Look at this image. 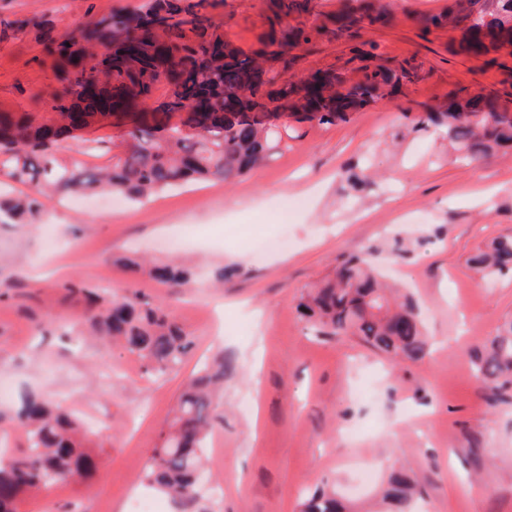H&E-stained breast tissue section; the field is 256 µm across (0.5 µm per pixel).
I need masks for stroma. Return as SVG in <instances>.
<instances>
[{
    "instance_id": "obj_1",
    "label": "stroma",
    "mask_w": 512,
    "mask_h": 512,
    "mask_svg": "<svg viewBox=\"0 0 512 512\" xmlns=\"http://www.w3.org/2000/svg\"><path fill=\"white\" fill-rule=\"evenodd\" d=\"M142 2L0 0V21L30 23L0 41V110L43 115L58 88L39 61L38 26L68 32ZM386 2L393 22L365 38L418 67L398 92L333 124L303 112L268 117L278 148L232 183L195 182L110 209L56 199L33 224L0 226V382L10 399L31 389L71 408L103 441L92 480L29 495L21 512H130L137 496L179 512L144 473L185 382L219 352L235 372L216 409L199 512H299L327 485L365 506L394 466L422 487L414 512H512V402L491 405L469 361L512 318V276L480 281L466 263L477 246L512 234V155L465 164L441 131L419 125L451 99L512 86V55L491 66L461 53L456 31L421 35L417 18L443 13L448 0ZM262 7L218 0L225 40L250 52ZM347 58L343 41L321 40L291 75ZM129 128L113 117L75 133L58 156L111 164ZM88 137L107 152L84 155ZM364 161L376 184L343 194L347 170ZM399 232L424 242L376 264L419 302L432 355L395 365L356 337L310 336L296 312L301 294L342 257ZM129 255L185 263L191 282L173 290L134 275ZM230 265L235 275L214 287L215 270ZM71 280L165 306L193 343L184 362L153 377L119 346L61 342L86 312L61 287ZM48 314L56 322L42 325Z\"/></svg>"
}]
</instances>
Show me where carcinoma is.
I'll return each instance as SVG.
<instances>
[{
	"label": "carcinoma",
	"instance_id": "obj_1",
	"mask_svg": "<svg viewBox=\"0 0 512 512\" xmlns=\"http://www.w3.org/2000/svg\"><path fill=\"white\" fill-rule=\"evenodd\" d=\"M192 0H146L134 12L117 10L89 26L58 35L41 28L44 60L59 83L49 117L31 113H0V176L33 185L39 194L120 192L149 198L191 180L231 183L261 165L272 146V131L260 116L267 112H306L331 124L397 88L412 76L409 63L379 58L377 46L363 39L391 16L380 0H347L335 14L319 16L314 0H266L263 30L257 47L243 53L225 44L224 59L207 58L203 46L224 36V22L197 17ZM164 21L159 34L154 21ZM512 0H448L445 13L423 17V34L446 26L461 30V52L488 58L503 50L501 37L511 30ZM348 41L346 63L361 62V77L349 81L334 69H317L293 79L288 72L300 62L294 50L317 39ZM495 64L497 59L488 58ZM209 78L214 105L197 110L183 73ZM168 95L150 112L142 111L158 85ZM491 91L448 105L445 112L426 113L425 123L444 128L448 140L465 160L496 148L512 147V117L497 105ZM121 109L137 112L128 133L129 145L112 164L88 167L56 156L72 131L87 129ZM185 113L183 125L169 115ZM43 208L31 195L0 193V224H28ZM472 271L484 278L512 273V236H500L478 247L467 258ZM144 271L169 288L187 286L190 272L178 265L145 264ZM73 293L87 298L88 334L123 343L145 371L162 375L177 367L190 346L179 326L159 305L131 292L109 299L100 292L72 284ZM310 330L319 337H358L393 363L418 362L430 353V339L412 298L384 284L369 254L338 261L334 272L314 284L297 305ZM473 374L496 403L512 389V319L497 335L469 354ZM232 363L219 354L191 379L178 399L162 445L153 450L145 479L180 506L198 502L197 473L214 419V397L224 388ZM0 422L23 431L26 449L0 454V512H19L32 490L59 483L81 484L93 476L96 461L81 423L66 410L34 395L22 397L11 413L0 411ZM419 492L415 480L396 470L382 493L385 512H412ZM352 504L334 488L316 490L301 512H351Z\"/></svg>",
	"mask_w": 512,
	"mask_h": 512
}]
</instances>
